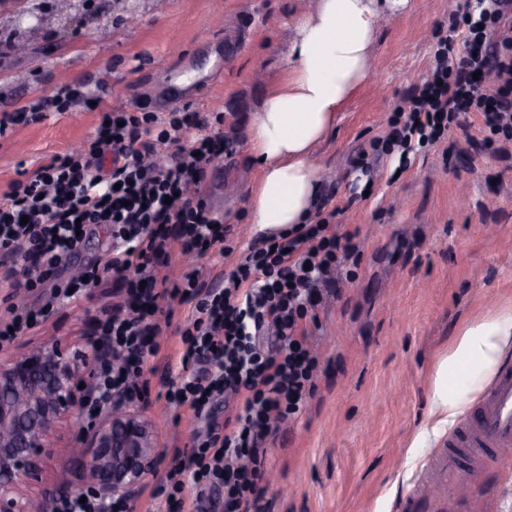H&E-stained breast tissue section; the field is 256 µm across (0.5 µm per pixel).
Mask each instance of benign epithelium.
I'll return each instance as SVG.
<instances>
[{
    "label": "benign epithelium",
    "instance_id": "7a95c632",
    "mask_svg": "<svg viewBox=\"0 0 512 512\" xmlns=\"http://www.w3.org/2000/svg\"><path fill=\"white\" fill-rule=\"evenodd\" d=\"M93 389V364L68 348L33 347L0 358V512H29L31 496H53L41 473L53 448L83 420ZM156 422L121 399L79 426L73 492L134 501L159 462Z\"/></svg>",
    "mask_w": 512,
    "mask_h": 512
}]
</instances>
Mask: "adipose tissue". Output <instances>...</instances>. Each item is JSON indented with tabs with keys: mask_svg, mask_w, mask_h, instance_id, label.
<instances>
[{
	"mask_svg": "<svg viewBox=\"0 0 512 512\" xmlns=\"http://www.w3.org/2000/svg\"><path fill=\"white\" fill-rule=\"evenodd\" d=\"M409 0H316L293 24L292 66L265 97L248 130L260 178L248 194L249 223L269 236L309 220L321 193L315 154L335 130L347 103L369 83L379 17ZM512 350V309L467 325L442 358L433 403L442 423L453 421Z\"/></svg>",
	"mask_w": 512,
	"mask_h": 512,
	"instance_id": "adipose-tissue-1",
	"label": "adipose tissue"
}]
</instances>
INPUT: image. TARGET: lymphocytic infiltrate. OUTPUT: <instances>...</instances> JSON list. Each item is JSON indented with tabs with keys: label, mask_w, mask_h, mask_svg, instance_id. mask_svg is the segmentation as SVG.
I'll return each mask as SVG.
<instances>
[{
	"label": "lymphocytic infiltrate",
	"mask_w": 512,
	"mask_h": 512,
	"mask_svg": "<svg viewBox=\"0 0 512 512\" xmlns=\"http://www.w3.org/2000/svg\"><path fill=\"white\" fill-rule=\"evenodd\" d=\"M510 14L512 0H474L461 25L449 26L426 79L388 121V142L401 159L475 112L512 138V60L492 49ZM104 118L79 149L55 155L0 194V252L23 270L25 288L79 251L89 228L106 227L111 239L104 258L58 284L50 303L14 309L1 321L0 347L41 324L54 303L79 302L105 275L122 277L124 301L99 321L89 348L96 362L89 409L116 396L141 402L144 358L175 328L179 373L164 397L207 427L192 448L174 449L157 489L170 512H201L199 499L184 498L186 483L220 484L226 512H252L265 474L264 445L275 423L297 415L314 388L319 356L308 315L334 297L331 284L356 247L355 235L321 215L251 246L223 287L195 272L170 280L161 269L173 253L233 250L223 213L199 196L224 153V135L204 132L182 108L162 115L109 110ZM178 305L189 312L176 326ZM219 400L229 410L221 422L213 416Z\"/></svg>",
	"instance_id": "lymphocytic-infiltrate-1"
}]
</instances>
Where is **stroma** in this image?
<instances>
[{
	"instance_id": "stroma-1",
	"label": "stroma",
	"mask_w": 512,
	"mask_h": 512,
	"mask_svg": "<svg viewBox=\"0 0 512 512\" xmlns=\"http://www.w3.org/2000/svg\"><path fill=\"white\" fill-rule=\"evenodd\" d=\"M313 0H22L0 7V193L54 155L93 134L108 110L165 113L172 98L190 112L223 115L234 149L200 189L219 212L247 211L259 170L247 160L248 124L268 90L290 68L292 25ZM464 0H409L402 17L382 19L373 46L374 76L319 148L318 207L356 232L358 249L337 277L338 300L318 309L312 344L320 367L305 410L268 439V473L255 512H397L426 484L447 427L430 430L439 360L468 323L512 307V141L473 121L454 127L398 171V156L375 161L392 113L427 76L437 42ZM83 86L85 102L55 111L52 95ZM45 106L43 119L30 107ZM375 163L373 179L364 175ZM91 229L58 274L30 291L0 285V321L16 306L41 307L73 265L108 248ZM234 257L202 250L173 255L171 277L196 270L204 280L230 271ZM123 297L105 277L79 303L9 348L71 343ZM145 365L148 416L162 425L157 465L193 444L201 424L170 408L161 392L177 363L178 338L166 333ZM422 447H414L417 435Z\"/></svg>"
}]
</instances>
